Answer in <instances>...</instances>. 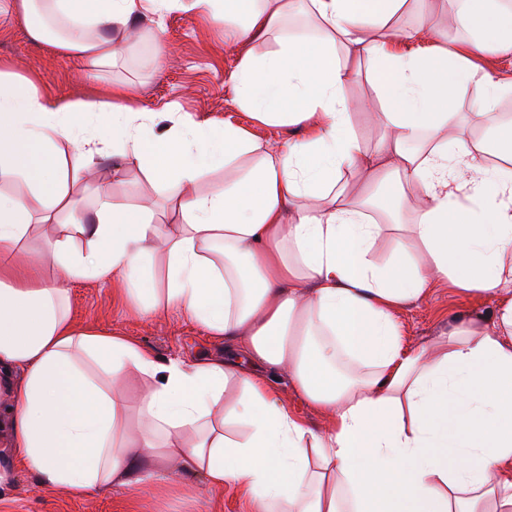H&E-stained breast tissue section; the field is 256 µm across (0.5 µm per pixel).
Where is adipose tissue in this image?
I'll return each mask as SVG.
<instances>
[{"label": "adipose tissue", "mask_w": 512, "mask_h": 512, "mask_svg": "<svg viewBox=\"0 0 512 512\" xmlns=\"http://www.w3.org/2000/svg\"><path fill=\"white\" fill-rule=\"evenodd\" d=\"M415 3L0 0V12L28 18L31 39L93 68L116 59V37L138 20L158 26L186 6L224 20L242 105L258 122L305 130L265 145L187 115L161 130L123 89L60 103L0 74V180L30 188L0 193V369L23 371L0 486L19 466L76 496L137 490L167 482L174 463L249 512H512V121L497 110L512 80L482 63L512 55V5L449 0L462 32L452 42L430 20L400 27ZM301 12L315 34L286 31ZM403 39L422 47L398 50ZM361 66L375 94L354 100ZM469 85L482 107L463 117L453 107ZM357 113L386 128L374 149L352 128ZM464 122L497 135L499 163L457 133ZM114 154L164 189V211L112 202L101 183L87 220L73 190ZM219 166L238 174L197 192ZM352 172L364 177L354 194L343 182ZM35 222L64 225L41 255L56 279L18 267ZM76 241L86 250H71ZM158 254L162 288L147 271ZM71 282L110 285L146 315L176 312L250 367L162 359L77 326ZM441 287L490 295L492 317L454 318L404 347L397 313ZM130 367L146 381L131 433L119 392ZM279 374L326 427L288 410Z\"/></svg>", "instance_id": "obj_1"}]
</instances>
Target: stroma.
Segmentation results:
<instances>
[{"label": "stroma", "mask_w": 512, "mask_h": 512, "mask_svg": "<svg viewBox=\"0 0 512 512\" xmlns=\"http://www.w3.org/2000/svg\"><path fill=\"white\" fill-rule=\"evenodd\" d=\"M166 48L157 58V45ZM115 67L92 70L81 60L62 54L52 46L32 41L23 17L0 16V71L29 78L37 90L59 102L94 99L115 86L127 87L138 105L148 112L166 111L178 104L180 111L196 119L232 120L251 132L259 142H285L300 137L292 126L272 127L256 122L244 110L230 75L238 56L224 41V26L203 18L193 10H177L164 21L161 40H154L150 22H143L134 41L119 43ZM98 181L109 183L115 202L134 206L151 199L163 207L164 192L137 168L124 165L119 157L95 163ZM58 224L32 225L19 253L36 264L41 276L54 278L53 263L40 261L47 241L60 239ZM70 311L82 327H94L129 337L163 358L194 360L220 347L194 325L177 314L162 318L141 316L111 288L77 283L69 292ZM493 302L466 296L449 288L436 289L426 300L411 304L397 314L403 341L413 347L427 342L447 319L472 314L491 317ZM0 512H245L238 498L207 488L201 481H187L172 472L168 486L148 485L138 491L111 488L91 497H78L65 490L47 491L33 475L15 471L10 488L0 494Z\"/></svg>", "instance_id": "stroma-1"}]
</instances>
